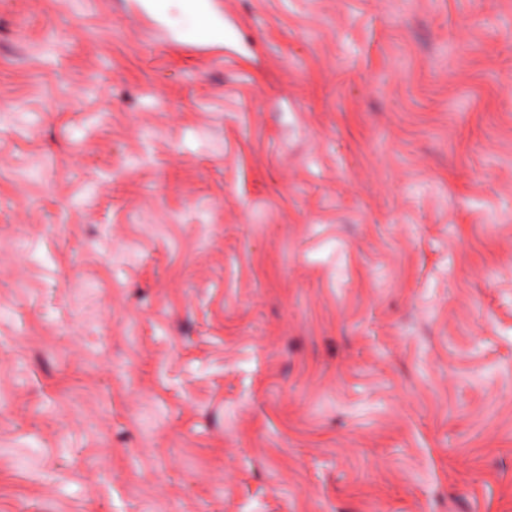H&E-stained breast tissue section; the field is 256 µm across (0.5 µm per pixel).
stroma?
<instances>
[{
    "mask_svg": "<svg viewBox=\"0 0 512 512\" xmlns=\"http://www.w3.org/2000/svg\"><path fill=\"white\" fill-rule=\"evenodd\" d=\"M0 0V512H512V0Z\"/></svg>",
    "mask_w": 512,
    "mask_h": 512,
    "instance_id": "1",
    "label": "stroma"
}]
</instances>
